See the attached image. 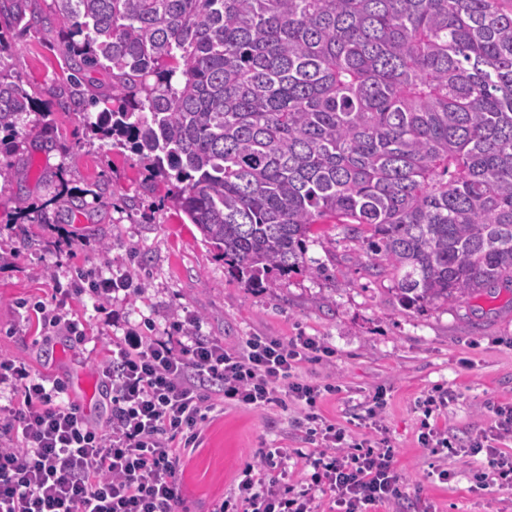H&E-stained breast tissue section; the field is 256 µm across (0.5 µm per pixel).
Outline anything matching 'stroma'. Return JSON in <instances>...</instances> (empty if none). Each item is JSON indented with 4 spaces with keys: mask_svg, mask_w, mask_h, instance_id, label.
<instances>
[{
    "mask_svg": "<svg viewBox=\"0 0 512 512\" xmlns=\"http://www.w3.org/2000/svg\"><path fill=\"white\" fill-rule=\"evenodd\" d=\"M16 11L32 22L20 37L11 26ZM0 31L13 38L0 68L33 97L21 120L20 149L0 158V360H23L61 379L90 421L105 424L111 406L100 397L96 360L84 345L38 325L33 306L66 300L105 347L112 336L105 313L88 296L67 299L63 292L81 273L119 265L140 290L112 306L132 323L150 322L154 335L172 333L175 321L191 314L202 338L229 347L249 336H309L327 346L331 358L302 363L301 375L335 385L318 409L353 442L391 446L403 497L379 512H512V486L485 488L475 480L489 468L485 455H434L417 442L427 396L452 393L438 423L458 444L490 430L497 406L512 405V291L492 288L462 303L405 308L391 275L370 274L356 258L359 242L330 224L307 251L308 259L326 264L328 276L293 273L273 288L244 287L176 209L171 183L153 177L130 149L89 138L81 115L61 106L68 72L52 0H0ZM65 192L98 198L84 211H60L55 223H33ZM378 390L387 406L376 430L365 409ZM297 416L291 405H228L209 413L199 447L181 458V512H214L231 502L241 470L258 463L264 449L323 453L324 445L296 426ZM443 471L450 479H440Z\"/></svg>",
    "mask_w": 512,
    "mask_h": 512,
    "instance_id": "stroma-1",
    "label": "stroma"
}]
</instances>
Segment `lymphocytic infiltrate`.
Masks as SVG:
<instances>
[{"mask_svg":"<svg viewBox=\"0 0 512 512\" xmlns=\"http://www.w3.org/2000/svg\"><path fill=\"white\" fill-rule=\"evenodd\" d=\"M109 322L122 333L100 361L112 393L106 426L89 421L62 380L19 360L0 361V385L10 388L8 405L0 406V512H175L181 452L198 445L210 384L230 405L301 406V427L333 450L307 458L309 483L288 491L268 474L286 451L263 453L234 489L240 512H317L321 497L331 512H375L401 499L392 451H350L345 430L317 413L321 387L296 373L301 362L327 354L315 338L252 336L230 349L201 339L192 316L164 339L117 313Z\"/></svg>","mask_w":512,"mask_h":512,"instance_id":"lymphocytic-infiltrate-1","label":"lymphocytic infiltrate"}]
</instances>
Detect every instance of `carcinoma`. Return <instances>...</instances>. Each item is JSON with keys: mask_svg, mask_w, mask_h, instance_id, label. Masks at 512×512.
<instances>
[{"mask_svg": "<svg viewBox=\"0 0 512 512\" xmlns=\"http://www.w3.org/2000/svg\"><path fill=\"white\" fill-rule=\"evenodd\" d=\"M88 123L173 186L247 288L332 222L418 310L512 286V0H52ZM31 96L0 71V154Z\"/></svg>", "mask_w": 512, "mask_h": 512, "instance_id": "1", "label": "carcinoma"}]
</instances>
